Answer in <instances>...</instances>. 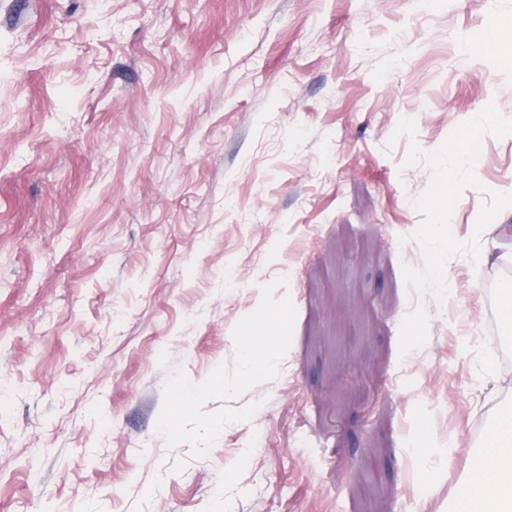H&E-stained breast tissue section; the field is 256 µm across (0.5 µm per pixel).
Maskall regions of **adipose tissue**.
I'll return each instance as SVG.
<instances>
[{
    "label": "adipose tissue",
    "mask_w": 512,
    "mask_h": 512,
    "mask_svg": "<svg viewBox=\"0 0 512 512\" xmlns=\"http://www.w3.org/2000/svg\"><path fill=\"white\" fill-rule=\"evenodd\" d=\"M465 485L454 512H512V403L496 411L491 435L470 458Z\"/></svg>",
    "instance_id": "adipose-tissue-1"
}]
</instances>
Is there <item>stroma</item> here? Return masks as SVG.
I'll return each instance as SVG.
<instances>
[{
	"instance_id": "1",
	"label": "stroma",
	"mask_w": 512,
	"mask_h": 512,
	"mask_svg": "<svg viewBox=\"0 0 512 512\" xmlns=\"http://www.w3.org/2000/svg\"><path fill=\"white\" fill-rule=\"evenodd\" d=\"M510 16L0 0V512H449L512 398ZM478 40H484L488 43L495 44L498 49V57L502 64L506 66L511 67V61H512V22L511 20H505L503 23L499 26L497 31H495L492 34L484 35V34H477L474 36V38L470 39L467 44L468 50L472 52H478L474 51L473 44L476 43ZM498 320L502 332L512 333V281L508 288H500L498 303ZM264 337L265 336H247L243 343L245 358L249 364L251 373L255 376L266 374L272 366L271 356L262 345Z\"/></svg>"
}]
</instances>
